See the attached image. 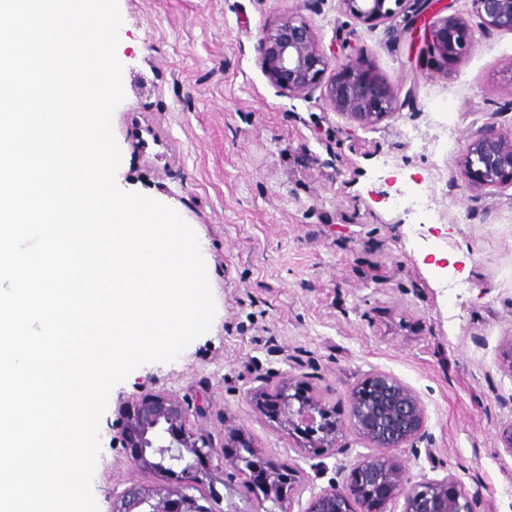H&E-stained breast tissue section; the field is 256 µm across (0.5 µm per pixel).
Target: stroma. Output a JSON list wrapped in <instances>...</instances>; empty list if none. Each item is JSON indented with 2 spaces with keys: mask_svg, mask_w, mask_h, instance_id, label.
I'll use <instances>...</instances> for the list:
<instances>
[{
  "mask_svg": "<svg viewBox=\"0 0 512 512\" xmlns=\"http://www.w3.org/2000/svg\"><path fill=\"white\" fill-rule=\"evenodd\" d=\"M123 101L111 120L118 187L172 209L195 232L216 315L170 362H150L113 387L101 417L92 478L98 512L142 476L117 440L116 409L139 387L196 409L215 443L243 429L271 459L292 460L319 491L370 447L344 429L345 454L295 453L256 412L255 378L301 376L346 420L345 388L385 371L412 387L427 432L404 457L412 480L453 472L479 492L477 512H512V456L497 435L512 424V375L498 367L512 339V186L457 180L463 150L487 125L512 130V32L485 30L470 0H449L476 47L441 68L411 55L406 8L371 26L339 0H118ZM298 10L325 51L356 49L399 92L401 107L358 127L321 91L272 86L256 51L262 28ZM450 114L458 148L426 144ZM416 127L422 142L403 132ZM428 223L393 207L426 183Z\"/></svg>",
  "mask_w": 512,
  "mask_h": 512,
  "instance_id": "35a3bbf8",
  "label": "stroma"
}]
</instances>
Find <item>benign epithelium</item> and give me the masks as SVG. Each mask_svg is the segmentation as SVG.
I'll return each mask as SVG.
<instances>
[{
    "label": "benign epithelium",
    "mask_w": 512,
    "mask_h": 512,
    "mask_svg": "<svg viewBox=\"0 0 512 512\" xmlns=\"http://www.w3.org/2000/svg\"><path fill=\"white\" fill-rule=\"evenodd\" d=\"M387 0H340L344 12L366 22L388 19ZM486 30L512 32V0H471ZM445 5L422 0L412 16V39L425 41L443 66L463 61L474 43L464 19L441 16ZM258 62L268 80L291 96L318 88L331 65L314 29L296 11L262 31ZM326 104L362 126L394 114L398 93L383 75L367 67L356 52L336 63L324 90ZM460 177L470 185H512V131L482 129L463 154ZM256 411L297 438L303 453L334 455L343 424L322 397L303 388L293 375L264 381L248 391ZM348 422L361 440L379 452L351 464L342 481L311 494L304 512H387L403 500L401 512H475V497L455 474L412 482L402 452L425 433L427 413L419 394L391 373H369L346 390ZM118 437L130 449L151 484L134 483L112 501V512H212L190 494L205 481L244 477L256 505L252 512H292V497L301 495L305 479L291 464L261 459L248 447L244 433L224 423L238 450L228 454L212 435L192 423V411L176 396L144 388L117 407ZM210 462L201 469L198 461Z\"/></svg>",
    "instance_id": "7a95c632"
}]
</instances>
